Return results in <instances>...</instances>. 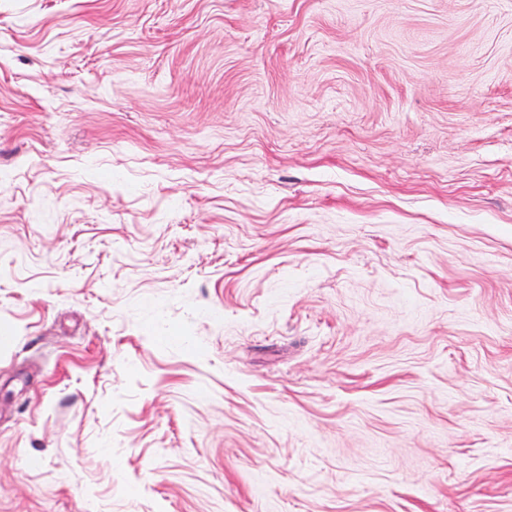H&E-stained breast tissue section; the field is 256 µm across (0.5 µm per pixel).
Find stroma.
I'll return each mask as SVG.
<instances>
[{"instance_id": "35a3bbf8", "label": "stroma", "mask_w": 512, "mask_h": 512, "mask_svg": "<svg viewBox=\"0 0 512 512\" xmlns=\"http://www.w3.org/2000/svg\"><path fill=\"white\" fill-rule=\"evenodd\" d=\"M0 512H512V0H0Z\"/></svg>"}]
</instances>
